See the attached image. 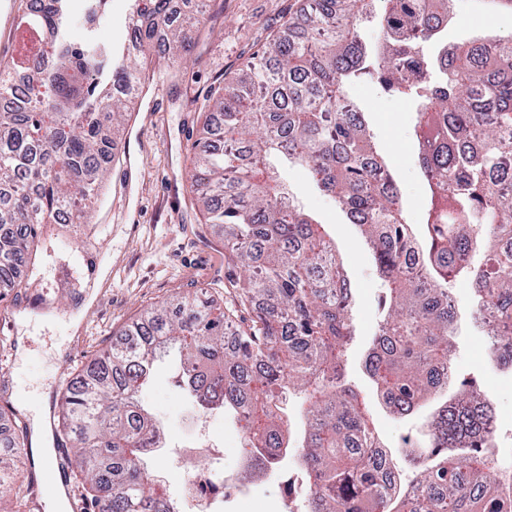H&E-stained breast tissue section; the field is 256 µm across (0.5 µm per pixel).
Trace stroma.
Here are the masks:
<instances>
[{
  "mask_svg": "<svg viewBox=\"0 0 512 512\" xmlns=\"http://www.w3.org/2000/svg\"><path fill=\"white\" fill-rule=\"evenodd\" d=\"M213 33H198L200 64L161 61L157 69L167 84L159 104L150 92L135 97L117 137L118 148L89 223H46L37 229L30 264L20 266L15 287L0 290V406L11 416L0 419V432L11 433L21 418L31 437V472L42 505L55 510V493L39 476L47 463L44 441L53 440L50 422L38 416L50 400L60 399L68 379L121 341L127 324L159 304L205 290L213 306L236 308L235 322L250 323V310L238 307L224 261V233L204 224L187 182L201 134V103L222 86L245 57L260 49L271 30L288 21L291 0H223ZM493 28L512 38V13L494 10L488 0H455L445 37L462 43ZM368 111L379 149L389 163L415 229L426 222L427 187L417 162L413 121L398 96L365 80L353 89ZM285 182L305 211L326 224L336 240L338 258L350 285L356 319L354 340L346 351L345 380L370 409L386 444H398L405 432H417V418H399L384 410L367 378L363 359L375 336L384 291L371 250L333 197L318 191L306 171L286 166ZM107 273H100V266ZM460 308L451 362L461 376L476 380L496 403L512 407V372L489 364V339L478 327L471 288L448 286ZM141 404L161 423L166 449L148 466L169 494H177L182 473L172 447L191 416L189 402L175 388L167 367L154 370L139 395Z\"/></svg>",
  "mask_w": 512,
  "mask_h": 512,
  "instance_id": "1",
  "label": "stroma"
}]
</instances>
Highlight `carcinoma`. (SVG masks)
<instances>
[{"label":"carcinoma","mask_w":512,"mask_h":512,"mask_svg":"<svg viewBox=\"0 0 512 512\" xmlns=\"http://www.w3.org/2000/svg\"><path fill=\"white\" fill-rule=\"evenodd\" d=\"M70 0H44L21 22L54 38L40 86L0 73V265L28 255L37 226L63 210L87 219L105 176L112 132L141 82L145 46L166 33V53L194 57L192 27L176 0H132L134 36L116 48L95 30L108 0L84 8L73 39ZM448 0H304L288 25L245 60L222 94L203 104L204 133L188 174L205 223L224 226V259L251 324L231 330L194 292L154 308L126 331L135 337L91 362L67 390L56 431L83 481L87 512H181L144 467L163 427L139 403L156 364L180 357L176 384L200 411L231 410L244 422L243 474L257 458L297 444L311 494L307 512H512V474L476 444L485 397L463 380L448 394V281L475 289L495 361L512 369V191L492 179L512 170V43L489 35L452 46L436 14ZM373 25L378 42L362 38ZM369 74L414 105L419 165L431 192L426 238L405 217L397 181L348 90ZM473 139L478 153L465 149ZM304 166L338 198L369 240L388 287L386 316L365 370L392 414L423 416L425 446L405 444L419 497L397 487L394 454L344 381L354 336L352 300L336 246L304 213L272 159ZM26 426L0 437V512H15L25 475L17 462Z\"/></svg>","instance_id":"carcinoma-1"}]
</instances>
